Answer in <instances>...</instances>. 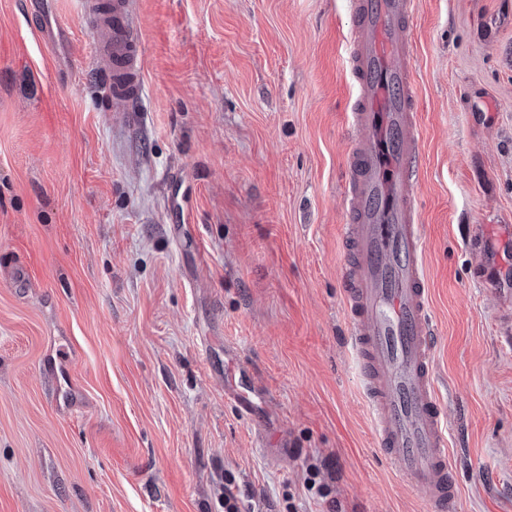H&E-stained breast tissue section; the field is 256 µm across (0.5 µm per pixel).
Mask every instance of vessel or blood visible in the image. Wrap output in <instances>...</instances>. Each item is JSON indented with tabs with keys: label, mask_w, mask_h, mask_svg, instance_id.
<instances>
[{
	"label": "vessel or blood",
	"mask_w": 512,
	"mask_h": 512,
	"mask_svg": "<svg viewBox=\"0 0 512 512\" xmlns=\"http://www.w3.org/2000/svg\"><path fill=\"white\" fill-rule=\"evenodd\" d=\"M346 66L350 120L364 136L350 152L344 193L342 278L350 345L359 365L375 442L433 512H458L461 493L449 458L454 429L435 374L436 329L419 220L422 143L409 60L416 0H349ZM37 35L70 66L72 27L52 0H28ZM134 0H112L92 24L90 55L114 107L146 92Z\"/></svg>",
	"instance_id": "b4317fda"
}]
</instances>
